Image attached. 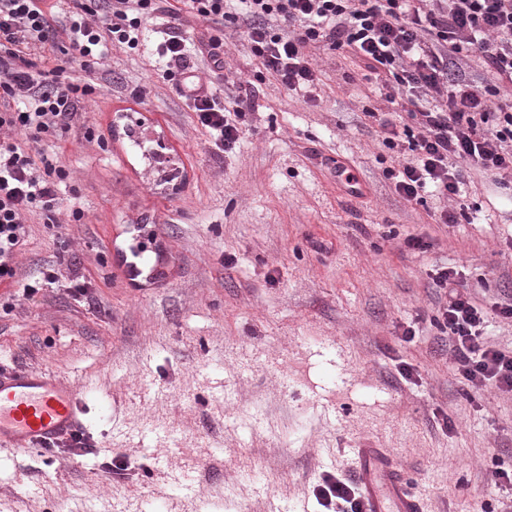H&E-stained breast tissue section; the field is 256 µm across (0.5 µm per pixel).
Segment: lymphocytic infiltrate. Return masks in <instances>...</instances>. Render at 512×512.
<instances>
[{
	"label": "lymphocytic infiltrate",
	"mask_w": 512,
	"mask_h": 512,
	"mask_svg": "<svg viewBox=\"0 0 512 512\" xmlns=\"http://www.w3.org/2000/svg\"><path fill=\"white\" fill-rule=\"evenodd\" d=\"M156 0H103L88 20L83 0L57 24L52 0H0V282L14 279V258L26 242V214L53 211L65 170L36 145L43 136L69 132L88 87L46 79L23 67L29 50L66 35L81 63L103 56L108 45H135L142 18ZM253 54L288 90L313 85L307 54L322 44L361 56L388 102L407 104L409 121L379 119L382 143L413 162L391 170L396 192L420 200L427 186L457 194L469 171L512 175V0H240ZM478 59L492 84L476 87L459 68ZM202 127L224 148L242 131L229 108L208 87L188 82L184 92ZM28 144H20L17 134ZM456 272L436 269L434 288L445 302L438 314L448 331V351L461 383L512 393V350L489 346L488 312ZM315 496L327 512H357V485L325 477Z\"/></svg>",
	"instance_id": "obj_1"
}]
</instances>
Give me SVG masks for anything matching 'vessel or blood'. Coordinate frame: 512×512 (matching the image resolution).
<instances>
[{
    "label": "vessel or blood",
    "instance_id": "b4317fda",
    "mask_svg": "<svg viewBox=\"0 0 512 512\" xmlns=\"http://www.w3.org/2000/svg\"><path fill=\"white\" fill-rule=\"evenodd\" d=\"M84 396L55 373L0 368V446L52 452L86 429ZM353 472L360 489L358 512H423L406 477L378 448H361Z\"/></svg>",
    "mask_w": 512,
    "mask_h": 512
}]
</instances>
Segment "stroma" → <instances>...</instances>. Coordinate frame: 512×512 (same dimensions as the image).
I'll return each mask as SVG.
<instances>
[{
	"mask_svg": "<svg viewBox=\"0 0 512 512\" xmlns=\"http://www.w3.org/2000/svg\"><path fill=\"white\" fill-rule=\"evenodd\" d=\"M166 7L90 67L64 39L28 57L92 91L65 138L38 144L67 177L0 285V365L86 389L88 428L54 456L0 447V512H324L315 486L351 477L366 447L390 453L423 512H497L512 394L457 379L432 276L456 268L487 309L512 294V177L475 171L452 198L406 201L376 117L408 116L361 58L312 49L314 85L289 91L243 24L185 8L197 75L199 43L219 37L211 92L245 99L241 140L218 148L164 75ZM150 230L157 276L130 278L116 254ZM47 272L58 283L23 298Z\"/></svg>",
	"mask_w": 512,
	"mask_h": 512,
	"instance_id": "35a3bbf8",
	"label": "stroma"
}]
</instances>
